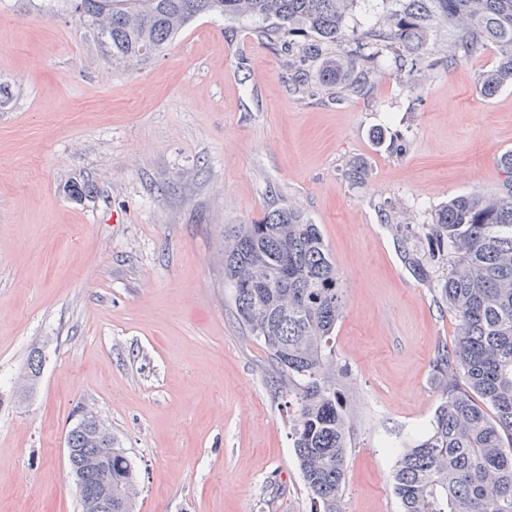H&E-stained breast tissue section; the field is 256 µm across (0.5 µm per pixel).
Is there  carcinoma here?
I'll use <instances>...</instances> for the list:
<instances>
[{
	"instance_id": "1",
	"label": "carcinoma",
	"mask_w": 512,
	"mask_h": 512,
	"mask_svg": "<svg viewBox=\"0 0 512 512\" xmlns=\"http://www.w3.org/2000/svg\"><path fill=\"white\" fill-rule=\"evenodd\" d=\"M75 18L114 63L158 53L203 15L255 22L258 43L290 70L336 47L322 85L361 92L378 57L394 55V74L413 83L442 25L456 29L455 55L492 49L495 67L482 91L512 85V0H392L384 20L348 33L357 0H69ZM415 276L453 255L440 298L458 321L453 350L437 348L432 370L442 401L430 430L394 446L393 479L403 512H512V178L491 194L448 199L429 224H393ZM224 281L239 323L268 351L279 385L297 395L293 448L314 512H343L352 418L340 393L342 371L330 345L345 309L344 288L318 225L298 209L267 212L225 237ZM41 364L32 352L18 396L33 389ZM464 372L468 389L455 384ZM490 405L488 415L479 403ZM72 448H106L112 432L94 411L67 433ZM112 510L135 512L136 471L123 449L112 452Z\"/></svg>"
}]
</instances>
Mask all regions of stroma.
<instances>
[{
	"label": "stroma",
	"mask_w": 512,
	"mask_h": 512,
	"mask_svg": "<svg viewBox=\"0 0 512 512\" xmlns=\"http://www.w3.org/2000/svg\"><path fill=\"white\" fill-rule=\"evenodd\" d=\"M251 27L202 16L127 68L67 0H0V512H80L64 443L85 408L136 470V512H312L296 397L224 282L225 229L289 204L319 225L345 288V512H401L392 447L432 419V359L458 336L436 286L447 265L419 281L390 225L500 187L512 85L482 95L494 50L449 57L439 30L438 65L410 88L384 70L335 96L318 60L302 96ZM352 161L361 183L343 177ZM41 364L38 353L32 352L29 362L27 363V370L20 374L18 377V396L20 401L25 399V393L30 392L33 386L36 384L37 378L39 377Z\"/></svg>",
	"instance_id": "35a3bbf8"
}]
</instances>
